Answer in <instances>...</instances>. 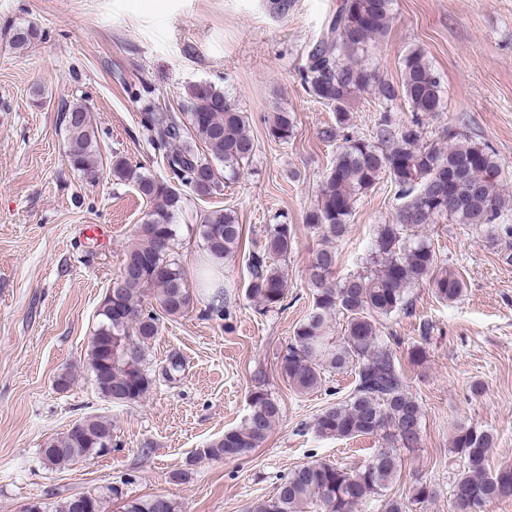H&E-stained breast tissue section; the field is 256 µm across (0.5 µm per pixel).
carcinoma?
Masks as SVG:
<instances>
[{
    "mask_svg": "<svg viewBox=\"0 0 512 512\" xmlns=\"http://www.w3.org/2000/svg\"><path fill=\"white\" fill-rule=\"evenodd\" d=\"M391 11L392 0H341L309 46L300 71L305 91L333 109L338 127L350 122V103L368 89L385 104L404 98L412 117L398 125L382 124L375 142L354 137L338 146L317 203L306 213L309 229L326 237L341 236L361 196L383 179L394 186L398 204L391 222L379 226L366 273L337 280L336 251L321 248L313 254L308 266L312 309L279 357L282 378L300 392L316 389L327 373L354 372L351 393L324 408L313 427L323 438L374 436L379 448L355 471L322 461L296 467L253 512H359L362 505L384 496L398 475V451L421 447L423 410L406 390L395 353L398 337L379 336L377 324L409 312L408 288L417 282L427 283L434 297L446 303L458 300L466 288L455 271L441 265L432 246L417 238V231L450 217L459 224L487 226L492 241L498 234L512 237V225L498 223L512 209V197L499 190L500 168L488 148L459 131L448 133L446 147L427 140L424 119L444 111L445 101L425 53L417 48L403 57L396 84L362 63L387 36ZM38 38L37 29L19 27L11 41L22 50ZM65 114L68 165L94 178L101 155L91 113L73 104ZM141 115L143 133L164 151L170 176L161 182L120 156L110 164L115 180L134 185L153 202L100 305L87 352L96 389L114 404L137 402L154 385L156 375L146 369L145 348L158 336L160 317L179 318L194 307L173 224L182 207L178 187L203 198L218 194L223 187L218 163L234 173L254 152L244 113L224 89L210 82L188 86L178 113L147 99ZM294 129V114L280 111L268 134L286 143ZM199 235L216 265L236 251L242 226L235 211L212 210L203 215ZM293 242L292 225L270 224L264 244L249 255L246 296L255 306L268 310L283 305L288 276L280 262ZM203 313L226 319L224 288L213 289ZM337 314L345 321L343 333L329 336L327 323ZM182 370L181 359L173 354L159 376L171 382ZM281 414L279 402L257 387L244 422L225 430L200 454L224 460L243 457L260 446ZM492 442V435L477 426L458 429L452 447L467 471L454 486L452 512H490L495 502L512 497V468L486 470ZM111 450L112 419L86 416L45 442L41 455L44 464L58 469ZM112 496L122 501L120 512H179L178 503L166 495L125 499L114 486ZM54 512H105V507L100 497L79 494L57 502Z\"/></svg>",
    "mask_w": 512,
    "mask_h": 512,
    "instance_id": "1",
    "label": "carcinoma"
}]
</instances>
